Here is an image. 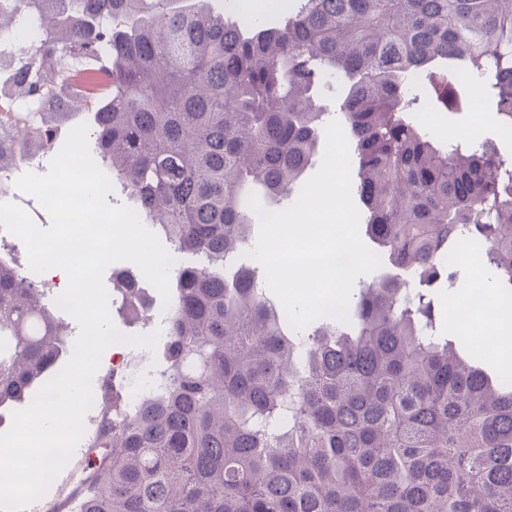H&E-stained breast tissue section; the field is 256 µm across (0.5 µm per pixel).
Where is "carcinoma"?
<instances>
[{"mask_svg": "<svg viewBox=\"0 0 512 512\" xmlns=\"http://www.w3.org/2000/svg\"><path fill=\"white\" fill-rule=\"evenodd\" d=\"M14 84L40 111L0 165L51 146L71 102L94 104L112 181L171 245L175 289L162 384L103 382L80 512H512V371L462 357L427 295L454 285L463 244L512 298V160L496 140L446 146L409 112L423 75L445 108L474 77L512 129V0H292L279 21L211 0H0ZM346 84L354 186L387 273L348 321L298 340L285 310L226 262L250 238L255 193L293 196L319 152L313 91ZM199 255L201 266L184 255ZM122 311L146 301L121 278ZM73 350L68 324L0 256V408L24 401Z\"/></svg>", "mask_w": 512, "mask_h": 512, "instance_id": "cac0c4a2", "label": "carcinoma"}]
</instances>
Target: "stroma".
<instances>
[{
    "label": "stroma",
    "mask_w": 512,
    "mask_h": 512,
    "mask_svg": "<svg viewBox=\"0 0 512 512\" xmlns=\"http://www.w3.org/2000/svg\"><path fill=\"white\" fill-rule=\"evenodd\" d=\"M403 87L408 98L413 101L412 114L417 120L421 121L429 116L444 124V132L437 135L439 141H447L448 131L461 132L475 127L479 130V139H497L502 155L512 159V135L503 133L500 120L494 117L489 100L485 96L476 94L475 78L467 75L459 76L456 86L459 104L457 109L451 111L446 110L437 102L435 92L426 79L408 78L404 81ZM92 121L91 112L83 105L78 103L71 105L69 114L61 123L51 148L35 150L33 160L20 163L19 173H46L50 160L55 152L62 147L69 130L77 124H89ZM467 253V259L458 263L461 270L458 285L453 288H439L433 293L437 317L443 326L453 328L458 336L457 349L463 355L467 354L474 343L476 333L485 330L486 324L477 317L455 323L451 320L452 313L455 312L460 301L470 294L483 291L490 299L497 300L501 297L495 276L486 268L480 251L471 247L468 248ZM138 285L143 289L150 303V308L143 319L136 323H130L120 315L116 314L112 317L117 329L128 336H145L163 328L169 314L160 294L150 283H147L146 279H139ZM123 355L127 364L117 369L112 364V352L104 351L100 367L92 380L93 387H100L104 379L111 377L115 380L117 391L125 395H133L138 383L146 380L148 368L160 366L163 360V349L159 346L150 350L127 345L123 348ZM95 432L96 417L91 414L85 418V434L67 465L53 480L47 491L33 502L26 512H50L54 506L65 503L69 494L79 484L78 476L82 474L91 453L89 444Z\"/></svg>",
    "instance_id": "stroma-1"
}]
</instances>
